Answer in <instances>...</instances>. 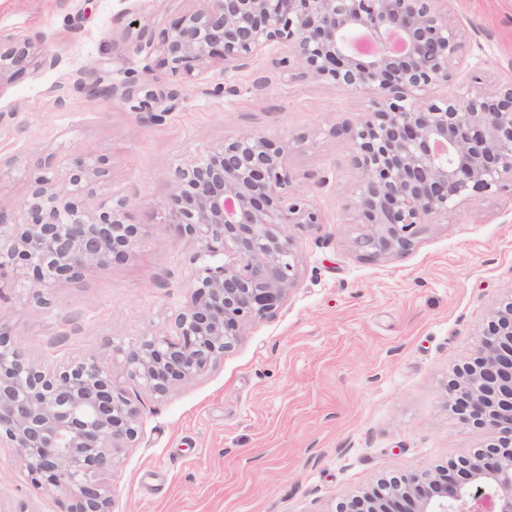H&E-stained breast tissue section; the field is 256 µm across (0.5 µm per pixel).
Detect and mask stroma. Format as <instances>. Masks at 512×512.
I'll return each mask as SVG.
<instances>
[{"label":"stroma","mask_w":512,"mask_h":512,"mask_svg":"<svg viewBox=\"0 0 512 512\" xmlns=\"http://www.w3.org/2000/svg\"><path fill=\"white\" fill-rule=\"evenodd\" d=\"M199 0H0V36L31 45L23 71L0 77V221L22 224L41 177L92 166L77 199L126 203L148 231L130 257L35 289L0 273V324L40 366L87 358L109 369L140 410L137 436L103 474L112 512H336L384 477L421 473L487 443L488 431L450 408L448 382L512 291V185L457 202L424 225L404 255L366 259L352 206L349 136L370 100L326 80L297 77L275 49L239 72L213 61L172 74L153 43ZM466 43L452 97L512 80V0H452ZM66 64L40 65L44 50ZM98 69L117 85L149 78L178 98L164 121L129 103L76 91L69 75ZM268 85L256 89L255 81ZM246 132L288 140L293 192L322 219L288 225L296 284L273 314L167 395L123 369V353L168 331L205 261L199 243L165 224L172 171ZM57 512L9 448L0 447V512Z\"/></svg>","instance_id":"35a3bbf8"}]
</instances>
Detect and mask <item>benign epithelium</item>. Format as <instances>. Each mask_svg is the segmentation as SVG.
<instances>
[{
  "mask_svg": "<svg viewBox=\"0 0 512 512\" xmlns=\"http://www.w3.org/2000/svg\"><path fill=\"white\" fill-rule=\"evenodd\" d=\"M201 2L162 42V63L173 73L189 76L210 60L237 72L283 46L297 75L369 97V107L342 128L353 142L364 256L410 250L423 225L512 178V82L462 98L436 94L464 49L448 0ZM30 49L0 37V78L22 66ZM73 86L95 97L136 99L153 122L169 112L146 80L121 91L81 70ZM288 150L285 140L242 133L171 175L172 223L203 255L228 250L236 260L203 267L172 332L146 336L126 354L127 373L152 393H169L231 349L295 286L297 244L286 225L316 226L321 217L291 192ZM85 171L76 161L69 183L53 190L49 178L40 179L25 203L30 221L11 235L0 231V269L10 264L45 288L129 256L142 227L126 222L122 200L96 212L78 203ZM448 393L460 419L494 440L449 466L385 481L339 512H512V290ZM138 418L96 360L45 370L0 328V445L14 450L36 489L56 496L59 512H111L98 476L112 470L113 451L134 438Z\"/></svg>",
  "mask_w": 512,
  "mask_h": 512,
  "instance_id": "7a95c632",
  "label": "benign epithelium"
}]
</instances>
